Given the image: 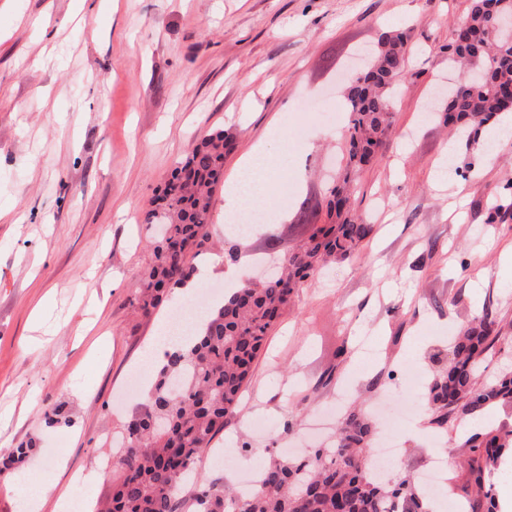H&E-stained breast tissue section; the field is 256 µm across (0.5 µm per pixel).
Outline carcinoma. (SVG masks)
<instances>
[{
	"instance_id": "1",
	"label": "carcinoma",
	"mask_w": 512,
	"mask_h": 512,
	"mask_svg": "<svg viewBox=\"0 0 512 512\" xmlns=\"http://www.w3.org/2000/svg\"><path fill=\"white\" fill-rule=\"evenodd\" d=\"M505 15L512 16V0H472L467 18L444 46L448 65L459 71L439 119L462 130L469 146L479 133L471 123L484 125L512 111V35L494 32ZM406 54L404 32L381 33L368 68L346 88L347 162L326 199L329 223L313 227L283 254L275 275L256 285L242 284L211 312L192 343L167 353L145 402L127 423L125 451L104 512H183L188 507L193 512H427L411 474L388 482L373 477L377 427L357 406L347 411L336 440L307 457L291 460L268 452L267 465L247 493L197 477L198 461L237 408L259 351L294 295L329 263L356 256L373 231L351 211V174L373 162L391 130L392 97L410 79ZM233 147L232 134L209 131L174 169L155 208L146 212L145 223L163 225L164 233L153 246L154 260L137 295L144 311L169 300L171 290L193 275L188 257L209 239L213 192L224 180V157ZM511 210L512 183H507L488 209L487 223H498ZM506 340L487 307L454 338L446 365L424 394L432 429L446 432L450 420L469 424L497 406L512 409V369L491 382H477L485 358ZM456 444L469 454L467 488L474 500L484 512H499L491 478L512 451V429L482 425L459 433ZM32 447L28 441L1 454L0 474L20 469ZM190 478L197 489L187 504L180 491Z\"/></svg>"
}]
</instances>
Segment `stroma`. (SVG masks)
I'll list each match as a JSON object with an SVG mask.
<instances>
[{
    "label": "stroma",
    "instance_id": "stroma-1",
    "mask_svg": "<svg viewBox=\"0 0 512 512\" xmlns=\"http://www.w3.org/2000/svg\"><path fill=\"white\" fill-rule=\"evenodd\" d=\"M471 0H0V449L36 442L35 456L0 484V512H28L23 481L69 488L87 508L107 499L122 436L155 374L145 353L161 323L191 300L214 304L227 285L213 267L242 240L235 269L262 268L292 250L324 213L344 166V89L361 50L407 27L413 80L394 99L377 159L354 178L352 207L373 225L359 258L339 261L299 289L268 336L236 410L204 453L207 479L239 483L263 447L296 424L295 451L332 436L336 392L389 408L410 400L404 374L428 380L448 340L490 307L512 321V215L489 224L492 195L512 181V140L479 158L425 119L449 75L442 47ZM221 127L235 146L232 178L255 144L287 152L268 196L279 224L239 237L216 190L211 244L193 260L195 288L152 314L135 299L151 264L155 225L145 211L201 135ZM330 384H322L325 374ZM67 426L46 427V406ZM416 409L404 422L390 475L448 459L444 489L472 512L467 454ZM251 442L253 451L243 449Z\"/></svg>",
    "mask_w": 512,
    "mask_h": 512
}]
</instances>
